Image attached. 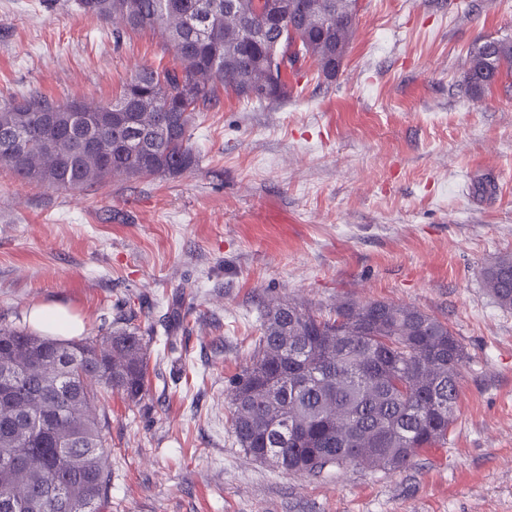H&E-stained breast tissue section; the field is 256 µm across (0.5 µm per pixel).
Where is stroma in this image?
Returning <instances> with one entry per match:
<instances>
[{"mask_svg": "<svg viewBox=\"0 0 512 512\" xmlns=\"http://www.w3.org/2000/svg\"><path fill=\"white\" fill-rule=\"evenodd\" d=\"M359 4L333 79L305 60L277 104L221 91L180 174L64 191L0 168V325L60 303L84 336L149 341L146 395L102 405L106 512H512V309L483 285L512 254V78L478 101L462 84L475 43L512 40V0ZM112 30L75 0H0V106L108 100L173 66L159 33ZM273 299L448 322L468 358L447 444L330 477L246 456L227 389Z\"/></svg>", "mask_w": 512, "mask_h": 512, "instance_id": "obj_1", "label": "stroma"}]
</instances>
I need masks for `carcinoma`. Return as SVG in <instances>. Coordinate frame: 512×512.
<instances>
[{"mask_svg":"<svg viewBox=\"0 0 512 512\" xmlns=\"http://www.w3.org/2000/svg\"><path fill=\"white\" fill-rule=\"evenodd\" d=\"M126 31L159 32L171 67L142 66L108 102L32 93L0 107V167L64 189L181 173L197 162L196 113L230 88L274 104L288 92L274 57L336 77L358 0H76ZM478 100L512 72V41L463 62ZM512 307V254L484 273ZM467 353L448 323L414 306L345 300L327 315L290 301L263 310L248 363L230 381L231 429L246 455L294 476L350 466L393 472L448 440ZM147 344L135 328L61 342L0 328V512H102L111 483L105 394L146 393Z\"/></svg>","mask_w":512,"mask_h":512,"instance_id":"obj_1","label":"carcinoma"}]
</instances>
